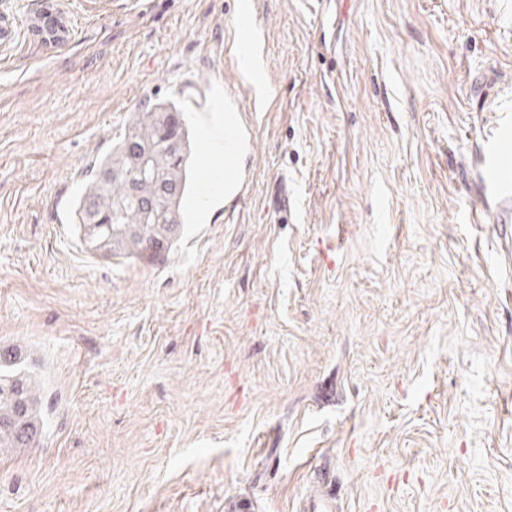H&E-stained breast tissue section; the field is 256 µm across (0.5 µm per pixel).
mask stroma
<instances>
[{
  "instance_id": "stroma-1",
  "label": "stroma",
  "mask_w": 512,
  "mask_h": 512,
  "mask_svg": "<svg viewBox=\"0 0 512 512\" xmlns=\"http://www.w3.org/2000/svg\"><path fill=\"white\" fill-rule=\"evenodd\" d=\"M14 7L0 346L48 405L0 448V512H512V223L479 162L512 115V0ZM179 93L235 118L242 194L205 188L164 262L103 257L72 204Z\"/></svg>"
}]
</instances>
